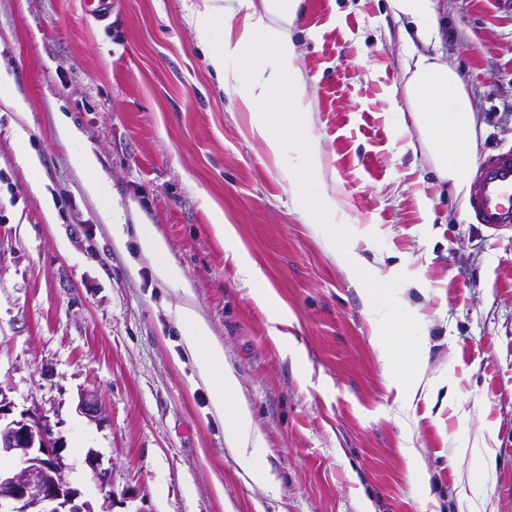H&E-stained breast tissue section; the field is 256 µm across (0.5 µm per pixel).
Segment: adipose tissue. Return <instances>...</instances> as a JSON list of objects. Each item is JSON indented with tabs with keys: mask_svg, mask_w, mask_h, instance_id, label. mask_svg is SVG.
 Instances as JSON below:
<instances>
[{
	"mask_svg": "<svg viewBox=\"0 0 512 512\" xmlns=\"http://www.w3.org/2000/svg\"><path fill=\"white\" fill-rule=\"evenodd\" d=\"M238 2L243 12L240 22L221 14L212 16L210 24L199 26V38L205 43L208 62L216 72H223L225 57L244 58V67L225 79L224 87L239 93L251 115V133L263 142L272 160H279L286 142L299 145L302 167L285 170L283 177L289 192L301 197L306 193L304 173L321 170L313 114L303 103L306 81L298 64L296 47L289 37V28L302 0ZM213 24L224 31L223 39L216 44L209 40V27ZM258 43L264 44L268 54L277 58V66H268L250 56V49ZM401 65L405 77L403 94L409 109L395 112V122L401 127L414 122L421 145L439 176L450 181L456 190H463L476 159L477 145V118L463 83L456 69L437 56L408 51ZM283 86L288 89L291 112L287 125L275 129L269 124L267 110L274 104V91ZM336 259L364 301L373 328L374 346L388 368L387 389L402 400L415 396L418 384L408 380L400 366L419 362L421 356L413 346L401 349L396 345L397 338L407 336L409 321L404 316L389 314L390 300L382 292L384 276L370 269L358 252L340 253ZM182 325L187 348L197 353L200 366L214 384V408L228 418L230 432L239 448V466L254 479L267 480L255 451L249 448L253 435L251 410L236 397L239 380L225 364L222 347L211 342L207 324L193 310H184Z\"/></svg>",
	"mask_w": 512,
	"mask_h": 512,
	"instance_id": "obj_1",
	"label": "adipose tissue"
}]
</instances>
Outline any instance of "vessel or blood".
I'll return each instance as SVG.
<instances>
[{"label":"vessel or blood","mask_w":512,"mask_h":512,"mask_svg":"<svg viewBox=\"0 0 512 512\" xmlns=\"http://www.w3.org/2000/svg\"><path fill=\"white\" fill-rule=\"evenodd\" d=\"M471 208L477 223L495 231L512 228V149L485 159L472 188Z\"/></svg>","instance_id":"b4317fda"}]
</instances>
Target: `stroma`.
Returning a JSON list of instances; mask_svg holds the SVG:
<instances>
[{"mask_svg":"<svg viewBox=\"0 0 512 512\" xmlns=\"http://www.w3.org/2000/svg\"><path fill=\"white\" fill-rule=\"evenodd\" d=\"M434 7L439 35L425 42L388 0H303L290 37L322 170L306 174L301 200L281 178L295 149L267 156L197 39L209 12L236 14L238 0H110L105 20L82 0H0V69L28 103L0 102V384L14 414L50 419L83 499L102 500L92 450L113 469L112 512H468L464 480L469 500L512 512V231L475 223L469 191L440 180L407 146L416 130L392 120L406 105L400 54L439 55L478 114L477 158L511 146L512 0ZM63 115L79 140L61 141ZM20 129L39 157L40 197L17 155ZM88 151L109 198L84 188L75 159ZM325 193L349 221L315 232L300 211ZM217 212L238 244L216 234ZM145 231L166 240L189 290L157 277ZM239 246L285 307L276 327L303 361L271 338L259 288L233 259ZM354 248L382 260L393 312L423 322L417 372L430 392L405 410L334 257ZM186 308L238 376L273 483L237 463L184 344ZM92 388L100 424L77 409ZM484 446L493 463L478 456Z\"/></svg>","mask_w":512,"mask_h":512,"instance_id":"obj_1","label":"stroma"}]
</instances>
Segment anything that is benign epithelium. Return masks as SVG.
Returning a JSON list of instances; mask_svg holds the SVG:
<instances>
[{
  "label": "benign epithelium",
  "instance_id": "7a95c632",
  "mask_svg": "<svg viewBox=\"0 0 512 512\" xmlns=\"http://www.w3.org/2000/svg\"><path fill=\"white\" fill-rule=\"evenodd\" d=\"M78 409L91 421L104 420L105 412L94 390L79 394ZM13 458L20 461L21 468L10 467ZM86 463L100 490L112 484L113 469L102 467L98 454H89ZM66 469L47 417L24 413L18 420L0 423V512H112L109 494L97 508L88 500H80L81 493L71 486Z\"/></svg>",
  "mask_w": 512,
  "mask_h": 512
}]
</instances>
